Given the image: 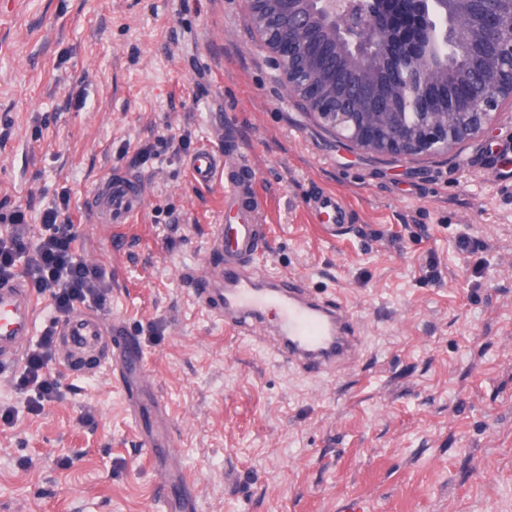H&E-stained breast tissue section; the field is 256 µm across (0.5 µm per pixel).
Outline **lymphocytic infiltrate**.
<instances>
[{"mask_svg": "<svg viewBox=\"0 0 512 512\" xmlns=\"http://www.w3.org/2000/svg\"><path fill=\"white\" fill-rule=\"evenodd\" d=\"M70 212V193L64 190L44 208L37 244H30L25 234L28 218L23 209L10 214V231L0 233V278L25 277L37 293L49 295L54 312L62 316L79 306L104 308L112 278L106 267L81 258ZM53 349L54 332L48 327L14 377L16 390L26 394L28 409L35 414L61 396L59 380L47 372Z\"/></svg>", "mask_w": 512, "mask_h": 512, "instance_id": "1", "label": "lymphocytic infiltrate"}]
</instances>
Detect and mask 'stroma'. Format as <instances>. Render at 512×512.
Instances as JSON below:
<instances>
[{
  "mask_svg": "<svg viewBox=\"0 0 512 512\" xmlns=\"http://www.w3.org/2000/svg\"><path fill=\"white\" fill-rule=\"evenodd\" d=\"M254 42L246 0H0V217L26 209L37 241L69 190L83 257L112 270L100 315L148 357L197 512H512V111L448 155L377 158L326 133ZM216 112L254 160L262 271L341 298L357 362L287 368L191 294L222 213L187 162ZM171 135L186 149L141 156ZM109 172L144 183L132 223L86 210ZM320 191L350 207L348 234L311 224ZM19 370L0 371V512H152L155 466L109 368L63 376L37 415Z\"/></svg>",
  "mask_w": 512,
  "mask_h": 512,
  "instance_id": "1",
  "label": "stroma"
}]
</instances>
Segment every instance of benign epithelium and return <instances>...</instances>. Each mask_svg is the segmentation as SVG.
<instances>
[{
	"instance_id": "1",
	"label": "benign epithelium",
	"mask_w": 512,
	"mask_h": 512,
	"mask_svg": "<svg viewBox=\"0 0 512 512\" xmlns=\"http://www.w3.org/2000/svg\"><path fill=\"white\" fill-rule=\"evenodd\" d=\"M289 94L364 153H448L512 105V0H247ZM478 70L453 84L439 45ZM412 109L424 120L401 119Z\"/></svg>"
}]
</instances>
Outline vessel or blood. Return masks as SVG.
Listing matches in <instances>:
<instances>
[{
	"instance_id": "1",
	"label": "vessel or blood",
	"mask_w": 512,
	"mask_h": 512,
	"mask_svg": "<svg viewBox=\"0 0 512 512\" xmlns=\"http://www.w3.org/2000/svg\"><path fill=\"white\" fill-rule=\"evenodd\" d=\"M238 135L219 126L213 141L189 160L191 181L201 187L224 188V221L215 226L209 247L215 258L208 271L186 270L199 300L225 325L235 330L272 333L275 355L284 366L322 375L337 364L358 358L360 336L342 303L322 298L292 275L271 277L256 262L267 251L264 201L257 189L254 168L242 152H230ZM146 203L143 184L125 174H105L98 182L87 208L96 223L128 224ZM306 208L314 223L327 235L343 233L350 209L333 192L310 198ZM39 303L21 277L0 279V367L17 363L34 331ZM65 343L57 354L59 366L73 373L93 372L87 354L106 349L116 381L122 386L130 418L139 414L137 382L145 378L147 358L121 323L106 324L100 316L79 310L55 329ZM140 446L149 460L173 456L174 444L165 431L141 436ZM181 475L162 470L157 474L154 497L157 512H192L194 502L177 486Z\"/></svg>"
}]
</instances>
